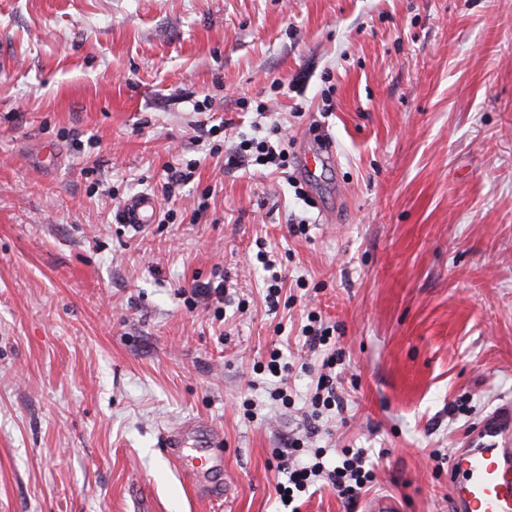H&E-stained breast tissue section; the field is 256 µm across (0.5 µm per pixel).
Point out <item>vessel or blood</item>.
I'll return each instance as SVG.
<instances>
[{
  "label": "vessel or blood",
  "mask_w": 512,
  "mask_h": 512,
  "mask_svg": "<svg viewBox=\"0 0 512 512\" xmlns=\"http://www.w3.org/2000/svg\"><path fill=\"white\" fill-rule=\"evenodd\" d=\"M157 200L139 195L127 200L121 211L124 223L138 227L155 221ZM207 424L188 421L166 430L164 446L178 462L193 488L203 497H228L224 462L211 448L190 442L210 435ZM452 512H512V402L483 418L465 438L448 466Z\"/></svg>",
  "instance_id": "1"
}]
</instances>
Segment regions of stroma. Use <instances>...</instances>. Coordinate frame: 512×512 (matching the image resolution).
<instances>
[{
	"mask_svg": "<svg viewBox=\"0 0 512 512\" xmlns=\"http://www.w3.org/2000/svg\"><path fill=\"white\" fill-rule=\"evenodd\" d=\"M274 125L287 168L229 162ZM324 141L334 164L302 175ZM140 193L166 223L119 222ZM312 311L345 410L309 438ZM507 401L512 0H0V512H278L292 438L368 449L371 495L451 512L456 448ZM189 419L231 507L162 445Z\"/></svg>",
	"mask_w": 512,
	"mask_h": 512,
	"instance_id": "obj_1",
	"label": "stroma"
}]
</instances>
